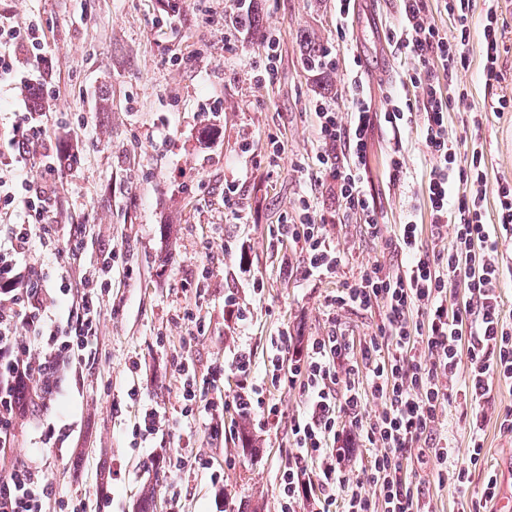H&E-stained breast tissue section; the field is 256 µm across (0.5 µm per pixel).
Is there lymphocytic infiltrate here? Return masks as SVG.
<instances>
[{
  "label": "lymphocytic infiltrate",
  "mask_w": 512,
  "mask_h": 512,
  "mask_svg": "<svg viewBox=\"0 0 512 512\" xmlns=\"http://www.w3.org/2000/svg\"><path fill=\"white\" fill-rule=\"evenodd\" d=\"M451 16L449 30L428 18L423 0H402L403 24L396 41L415 60L405 75L422 102L421 116L411 105L394 104L385 120L399 127L420 120L425 149L433 161L421 197L434 230L452 226L448 248L427 251L420 228L406 220L390 239L401 261H375L361 267L343 288L324 297L327 328L306 346L297 347L282 331L270 337L265 369H257L248 349L198 378L188 356L174 367L183 378L181 415L194 422L200 414L223 422L225 412L254 415L264 423L279 421L280 409L268 386L298 390L305 409L292 418L288 443L293 452L278 476L279 512H423L422 490L407 475L403 462L416 448L430 445L438 463L439 486L453 489L460 512H480L495 501L500 480L484 473L481 498L469 495L472 469L482 462L485 425L495 408L496 382H512V327L501 317L504 277L499 241L512 237V181L489 183L484 147L473 142L462 191L454 189L456 144L448 134L451 98L441 78L452 71L471 37V0H440ZM486 84L502 78L499 69L501 31L495 8H488L481 27ZM352 107L342 121L330 98L317 100L314 112L320 149L307 171L309 181L332 193L333 209L318 208L312 195L299 199L302 221L278 225L281 239L301 241L308 276L335 274L345 257L327 238L326 225L344 217L365 224L381 236L375 201L363 168L374 123L371 103L359 77L346 87ZM51 116L16 114L13 134L0 144V512H50L48 476L32 456L15 454L19 420L29 419L36 448H60L68 439L55 417L64 413L62 381L96 354L102 313L112 302V270L120 266L118 250L104 251L96 264L85 261L86 225L63 229L52 218L58 194L61 157L48 143ZM37 163L40 182L20 180L18 169ZM498 202V225L485 224L487 191ZM53 255L56 275L27 263L32 250ZM464 291L462 304L448 303L451 289ZM381 308L377 332L354 341L336 316L340 310ZM242 381L238 390L212 398L210 386L225 373ZM129 399L137 414L128 435L133 447L154 438L164 419L153 405L142 403L138 388ZM376 398L380 410L365 418V401ZM469 408V463L454 464V449L444 438L446 411L457 402ZM367 450L365 465L347 466L353 449ZM172 474L165 487L171 503L181 494L180 474L192 468L223 482L211 455L190 449L168 457Z\"/></svg>",
  "instance_id": "lymphocytic-infiltrate-1"
}]
</instances>
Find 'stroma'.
<instances>
[{"mask_svg": "<svg viewBox=\"0 0 512 512\" xmlns=\"http://www.w3.org/2000/svg\"><path fill=\"white\" fill-rule=\"evenodd\" d=\"M0 0V16L37 24L49 65L37 68L19 56L0 108L30 111L25 89L42 91L60 123L53 146L78 148L80 159L60 172L62 187L54 218L59 224L91 227L89 253L123 251L132 280L115 283L118 313H104L94 360L66 377L71 439L64 448L41 450L39 460L55 499L103 490L112 512H136L145 487H153L155 512H170L163 495L170 473L162 457L184 445L204 446L222 484L201 473L182 479L180 512H278V476L287 464L288 423L303 409L298 391L273 389L282 411L279 426L252 420L250 446H242L236 414L224 415V435L213 439L204 421L186 426L180 414V382L172 358L187 352L199 375L230 360L241 347L263 363L270 336L288 329L296 345L322 335L323 298L342 287L361 266L396 263L385 246L405 214L422 224V244L440 250L450 228L434 231L418 208L421 182L432 161L415 125L392 128L384 119L393 96H411L401 83L413 61L392 38L400 25L399 0H356L340 20L336 0H255L266 32L279 41L281 61L273 80L255 75L265 64L259 41L240 40L225 27L228 0ZM503 47L500 83L486 84L481 50L471 43L462 66L447 78L453 98L448 133L458 143L457 165L467 168L472 142L484 145L490 180L512 181V0H496ZM314 39L330 52L334 83L323 88L303 64L300 44ZM360 74L378 120L369 140L364 176L385 223L382 239L352 220L327 225L326 233L345 255L335 277L305 275L298 243L277 241L271 231L298 222L299 198L308 193L304 173L319 142L314 104L331 95L336 109L350 110L345 87ZM486 107L481 127L468 120L470 107ZM406 160L407 178L394 180L393 150ZM276 165H269L270 153ZM238 187L239 215L224 207L226 183ZM262 291H255V283ZM204 296H196V286ZM234 294L251 315L244 327L224 318V297ZM199 305L206 334L188 340L173 318ZM140 364L130 373V361ZM139 385L142 399L164 412L167 422L150 443L160 462L144 466L149 449L130 447L125 436L135 409L127 397ZM486 467L500 475V498L512 496V435L495 420L485 427ZM432 450L414 474L432 512H457L456 495L439 486Z\"/></svg>", "mask_w": 512, "mask_h": 512, "instance_id": "1", "label": "stroma"}]
</instances>
